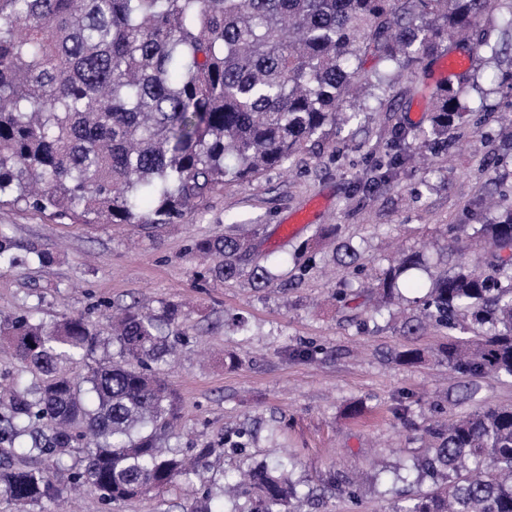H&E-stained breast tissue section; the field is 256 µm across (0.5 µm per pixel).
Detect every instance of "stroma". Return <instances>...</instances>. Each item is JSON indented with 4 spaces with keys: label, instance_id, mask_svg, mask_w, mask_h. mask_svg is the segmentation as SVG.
<instances>
[{
    "label": "stroma",
    "instance_id": "35a3bbf8",
    "mask_svg": "<svg viewBox=\"0 0 512 512\" xmlns=\"http://www.w3.org/2000/svg\"><path fill=\"white\" fill-rule=\"evenodd\" d=\"M479 29L499 54L480 50L475 83L462 101L485 122L462 132L431 171L404 167L370 194L353 193V181L369 179L384 162L394 126L428 125V89L440 72L423 79L367 60L366 69L386 74L387 87L354 140L333 133L290 170L225 181L175 224H73L0 203V226L20 257L16 266L0 269V313L34 307L47 322L81 315L103 331L107 315L135 302L158 316L169 304L181 307L184 354L162 369L180 402L170 444L207 445L214 453L193 485L109 512H182L214 476L271 460L282 448L299 457L295 479L313 485L320 474L340 470L360 491L358 500L331 497L306 512H384L372 485L392 483L393 474H375V456L411 462L424 450L422 428L480 406H512V382L473 378L441 359L447 330L402 335L409 306L377 318L364 298L346 308L336 300L338 290L373 278L399 247L424 250L429 269L413 279L429 285L432 275L455 263L454 244L469 245L459 227L490 220L492 198L512 201V136L496 121L512 110V15L494 13ZM331 224L336 234L307 248L315 229ZM228 230L252 236L251 260L295 257L309 263L308 273L291 288L283 285L282 266L259 287L244 277L213 280L209 260L191 245ZM345 244L359 250L350 267L335 262ZM37 251L49 253L51 262L34 260ZM237 313L248 316V335L234 331L230 318ZM306 346L315 347L314 357H296ZM410 348L423 352L421 363L397 360V352ZM352 405L360 407L358 416H349ZM254 421L277 425V437L259 435L245 457L230 451L225 435Z\"/></svg>",
    "mask_w": 512,
    "mask_h": 512
}]
</instances>
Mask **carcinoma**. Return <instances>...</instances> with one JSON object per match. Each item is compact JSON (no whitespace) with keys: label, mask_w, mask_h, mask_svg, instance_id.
Here are the masks:
<instances>
[{"label":"carcinoma","mask_w":512,"mask_h":512,"mask_svg":"<svg viewBox=\"0 0 512 512\" xmlns=\"http://www.w3.org/2000/svg\"><path fill=\"white\" fill-rule=\"evenodd\" d=\"M494 2L512 15V0H0V198L81 224H173L227 177L287 168L333 128L354 134L369 110L359 92L380 89L367 58L424 71L473 39ZM468 75L433 88L429 125L414 138L434 154L469 124ZM408 159L389 155L379 182ZM496 210L471 234L483 261L462 257L438 274L402 333L479 328L476 340L448 343V367L512 381V203ZM13 249L0 227V268L17 264ZM192 249L214 261L218 281L273 279L267 265L244 263V236ZM419 260L407 253L363 287L375 313L400 303L399 280ZM180 313L133 304L110 336L81 316L0 319V343L31 374L0 390L3 512H36L71 487L112 505L194 483L213 449L166 446L179 399L152 368L174 354ZM256 435L242 427L230 447L243 454ZM424 436L427 452L393 470L433 488L387 499L388 512H512L511 406L479 407ZM297 463L285 451L248 466L244 482L225 476L186 512H297L312 494L292 479ZM320 481L353 494L340 473Z\"/></svg>","instance_id":"obj_1"}]
</instances>
